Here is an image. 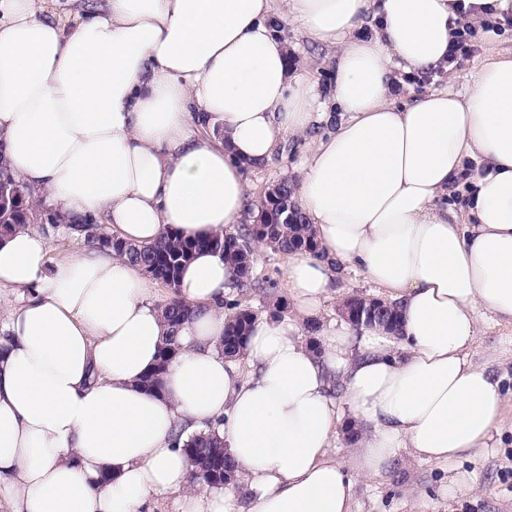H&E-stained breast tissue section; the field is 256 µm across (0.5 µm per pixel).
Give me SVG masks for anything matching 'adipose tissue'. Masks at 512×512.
Returning a JSON list of instances; mask_svg holds the SVG:
<instances>
[{"label":"adipose tissue","instance_id":"1","mask_svg":"<svg viewBox=\"0 0 512 512\" xmlns=\"http://www.w3.org/2000/svg\"><path fill=\"white\" fill-rule=\"evenodd\" d=\"M52 2L0 0V156L54 218L0 239V288L22 295L0 340L8 512H351L357 480L401 449L447 463L488 448L502 397L468 350L483 312L512 321V56L462 93L397 89L447 69L459 19H504L512 0H76L66 19ZM287 23L335 49L330 106L292 73ZM330 121L295 191L319 253L289 256L284 289L313 319L348 265L399 306L400 333L339 325L317 353L266 315L225 359L232 272L203 250L180 276L183 348L147 391L167 333L150 281L100 245L51 260L54 222L139 245L232 233L246 168ZM342 405L359 433L347 465L329 456ZM208 424L238 476L194 492L182 448Z\"/></svg>","mask_w":512,"mask_h":512}]
</instances>
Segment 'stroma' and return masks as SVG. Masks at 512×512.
Here are the masks:
<instances>
[{"label":"stroma","instance_id":"obj_1","mask_svg":"<svg viewBox=\"0 0 512 512\" xmlns=\"http://www.w3.org/2000/svg\"><path fill=\"white\" fill-rule=\"evenodd\" d=\"M286 33L297 46L292 63L298 73L316 84L322 101H329L334 83L330 53L295 27H287ZM472 43V55L456 67L459 73L511 52L512 21L495 31L477 28ZM325 132L320 126L309 135L289 138L272 161L249 169L246 177L253 200H260L266 188L282 178L298 179L301 162ZM287 263V255L273 249L257 251L253 273L267 279L270 290L263 297H248L254 314L276 311L281 318H293V305L283 288ZM353 293L368 298L378 295L375 286L361 275L343 272L333 277L317 316L322 327L341 321L339 307ZM468 358L473 365L488 368L500 382L505 414L500 434L478 455L448 464L423 461L410 450H401L380 475L357 481L352 512H512V322L482 316Z\"/></svg>","mask_w":512,"mask_h":512}]
</instances>
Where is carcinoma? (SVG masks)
I'll return each instance as SVG.
<instances>
[{
	"instance_id": "cac0c4a2",
	"label": "carcinoma",
	"mask_w": 512,
	"mask_h": 512,
	"mask_svg": "<svg viewBox=\"0 0 512 512\" xmlns=\"http://www.w3.org/2000/svg\"><path fill=\"white\" fill-rule=\"evenodd\" d=\"M30 192L6 166L0 157V236L18 227L32 224L37 220ZM260 215L250 224H243L235 234H216L205 239H191L166 228L152 243L135 245L106 235L100 225L87 223L67 224L65 230L83 237L87 245L98 244L112 248L118 256L142 268L146 275L170 288V296L161 304L163 317L168 327V336L160 350L156 366L145 375L143 386L156 391L162 384L167 364L180 352L179 332L187 322L190 305L179 297V275L194 254L202 249L224 256L233 272L232 283L244 288H261L253 278L255 245L266 246L291 254L296 252L316 254L318 242L310 225L304 223L297 207L292 214L277 215L278 203L263 198L258 203ZM230 310L220 349L224 356H242L244 345L251 333L254 313L250 307L237 300L225 303ZM367 324H377L390 333L401 329V315L392 305L381 302L377 311L369 317ZM184 452L192 466V478L211 489H221L224 476H234L235 463L224 452V440L214 428L201 432L184 444Z\"/></svg>"
}]
</instances>
